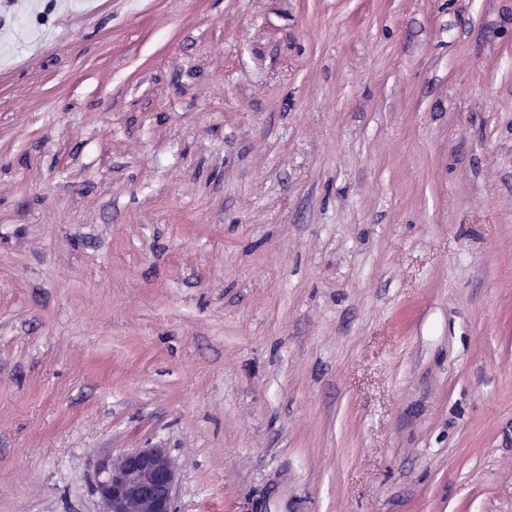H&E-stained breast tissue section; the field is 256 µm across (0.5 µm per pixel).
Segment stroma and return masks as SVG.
<instances>
[{"mask_svg": "<svg viewBox=\"0 0 512 512\" xmlns=\"http://www.w3.org/2000/svg\"><path fill=\"white\" fill-rule=\"evenodd\" d=\"M17 14L0 512H512V0ZM175 465L163 448H136L99 468L101 512H174Z\"/></svg>", "mask_w": 512, "mask_h": 512, "instance_id": "35a3bbf8", "label": "stroma"}]
</instances>
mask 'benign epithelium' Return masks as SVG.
Returning <instances> with one entry per match:
<instances>
[{
  "instance_id": "benign-epithelium-1",
  "label": "benign epithelium",
  "mask_w": 512,
  "mask_h": 512,
  "mask_svg": "<svg viewBox=\"0 0 512 512\" xmlns=\"http://www.w3.org/2000/svg\"><path fill=\"white\" fill-rule=\"evenodd\" d=\"M175 465L162 448H136L99 468L101 512H174Z\"/></svg>"
}]
</instances>
